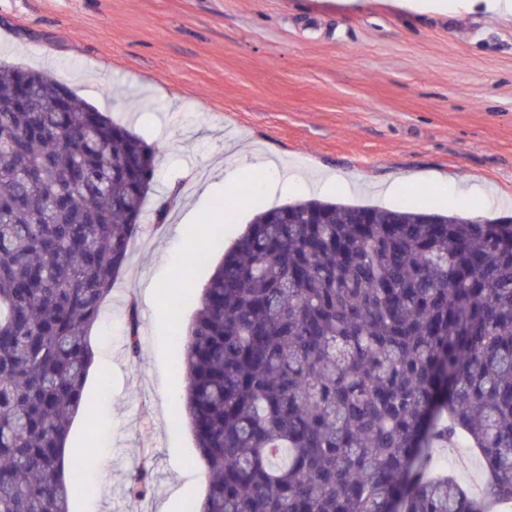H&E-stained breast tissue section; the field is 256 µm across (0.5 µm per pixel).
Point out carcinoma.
<instances>
[{"instance_id": "cac0c4a2", "label": "carcinoma", "mask_w": 512, "mask_h": 512, "mask_svg": "<svg viewBox=\"0 0 512 512\" xmlns=\"http://www.w3.org/2000/svg\"><path fill=\"white\" fill-rule=\"evenodd\" d=\"M159 147L0 64V512H68L62 449L90 333L141 231ZM183 337L209 473L191 512H495L512 504V217L308 199L258 212ZM126 350L140 319L126 307ZM466 439L478 488L431 455ZM151 488L144 467L127 494Z\"/></svg>"}]
</instances>
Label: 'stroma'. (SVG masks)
Instances as JSON below:
<instances>
[{
    "label": "stroma",
    "mask_w": 512,
    "mask_h": 512,
    "mask_svg": "<svg viewBox=\"0 0 512 512\" xmlns=\"http://www.w3.org/2000/svg\"><path fill=\"white\" fill-rule=\"evenodd\" d=\"M0 61L50 73L161 148L143 229L93 330V415L70 432L75 454L98 446L108 467L70 512H185L204 496L190 425L176 419L178 338L195 309L171 314L166 287L183 278L203 288L222 259L188 264L202 243L188 216L229 246L259 209L283 205L264 194L260 159L291 178L334 176L331 202L420 211L434 198L452 214L431 184L442 178L479 187L464 213L512 216V25L479 13L392 11L385 0H0ZM230 140L250 168L222 211L239 162L224 152ZM394 180L400 193L383 196ZM174 187L184 203L155 227L156 202ZM144 463L153 486L134 502L128 477ZM126 317V350L131 358H136L140 352L141 336L139 314L134 302H130L128 307H126Z\"/></svg>",
    "instance_id": "obj_1"
}]
</instances>
